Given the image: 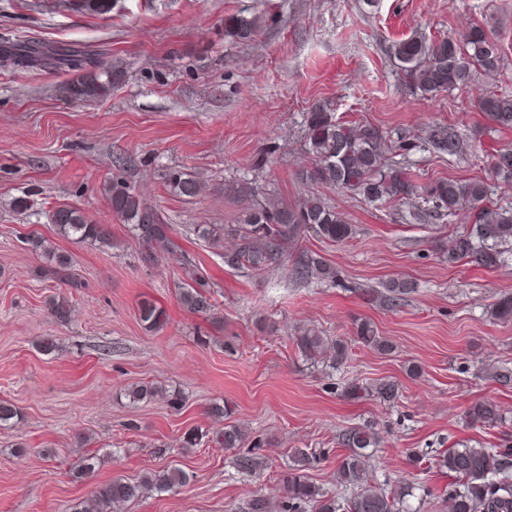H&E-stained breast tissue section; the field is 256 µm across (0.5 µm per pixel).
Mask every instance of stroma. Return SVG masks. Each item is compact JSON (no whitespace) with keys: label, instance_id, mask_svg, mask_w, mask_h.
<instances>
[{"label":"stroma","instance_id":"stroma-1","mask_svg":"<svg viewBox=\"0 0 512 512\" xmlns=\"http://www.w3.org/2000/svg\"><path fill=\"white\" fill-rule=\"evenodd\" d=\"M242 12L263 18L247 43L224 35L225 17ZM477 25L491 28L501 49L497 76L475 74L430 99L402 86L393 42ZM3 29L47 47L107 50L122 80L107 97L74 100V72L0 71V400L20 413L0 428V512H73L101 483L170 465L188 472L189 484L124 512H245L255 497H279L296 448L315 450L309 480L341 499L349 491L335 482L345 453L338 436L363 424L379 439L370 481L429 486L434 496L421 512H445L450 479L432 463L437 452L512 447V385L491 375L493 366L512 364V321L491 313L512 294V250L493 270L448 263L435 242L463 232L464 214L418 224L408 205L382 206L300 177L311 164L306 115L328 102L336 116L412 142L390 161L416 184L480 178L494 204L512 207V186L492 169L495 151L512 145V129L496 128L477 109L487 92L512 95V0H118L102 16L68 0H0ZM437 124L455 126L458 155L434 152ZM166 168L192 171L205 193L172 195L160 178ZM116 175L173 228L175 247L158 265H141L135 238L112 214L104 186ZM243 181L253 183L254 197L233 194ZM315 193L353 225V237L330 243L303 234L265 272L225 264L232 236L211 243L188 233L193 224L239 223L256 202L292 206ZM19 197L29 210L13 208ZM60 204L109 225L113 247L57 236L47 214ZM33 235L70 257L67 274H53L28 250ZM305 253L336 269V282L296 280L292 268ZM400 277L415 290L393 305L384 285ZM199 279L212 294L207 314L179 299L184 284ZM57 295L72 303L68 321L47 310ZM145 298L165 309L162 330L140 321ZM360 318L393 342L392 354L355 340ZM309 328L347 341V359L333 368L303 359L292 338ZM48 339L49 353L41 347ZM382 380L398 385L394 404L346 393L351 382ZM141 382L179 389L182 411L158 400L130 403L123 389ZM484 398L498 402L503 425L467 418ZM216 399L232 406L230 419L208 413ZM228 421L264 440L261 477L238 471L237 450L182 447L186 430L212 433ZM162 443L163 456L155 452ZM94 451L99 468L76 478Z\"/></svg>","mask_w":512,"mask_h":512}]
</instances>
